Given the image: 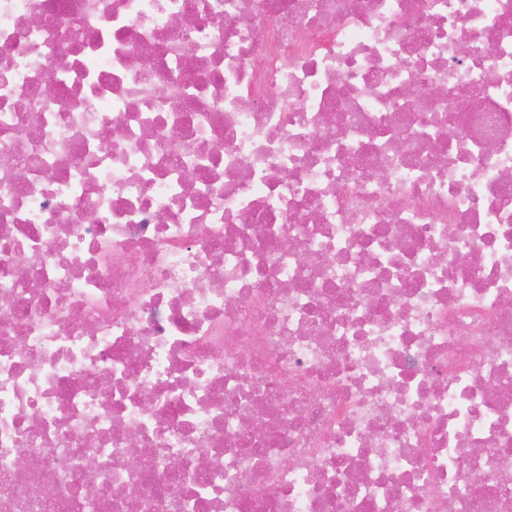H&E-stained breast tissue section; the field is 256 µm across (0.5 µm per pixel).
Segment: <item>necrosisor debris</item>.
<instances>
[{
	"label": "necrosis or debris",
	"instance_id": "1",
	"mask_svg": "<svg viewBox=\"0 0 512 512\" xmlns=\"http://www.w3.org/2000/svg\"><path fill=\"white\" fill-rule=\"evenodd\" d=\"M0 155V512H512V0H0Z\"/></svg>",
	"mask_w": 512,
	"mask_h": 512
}]
</instances>
